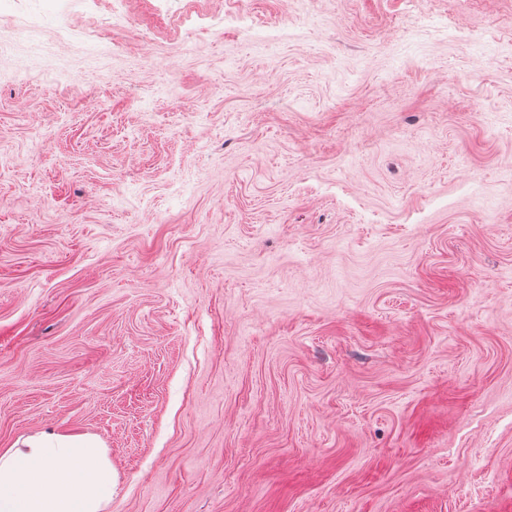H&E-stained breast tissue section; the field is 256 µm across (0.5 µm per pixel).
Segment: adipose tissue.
<instances>
[{
    "label": "adipose tissue",
    "instance_id": "adipose-tissue-1",
    "mask_svg": "<svg viewBox=\"0 0 512 512\" xmlns=\"http://www.w3.org/2000/svg\"><path fill=\"white\" fill-rule=\"evenodd\" d=\"M115 473L99 441L43 432L0 448V512H105Z\"/></svg>",
    "mask_w": 512,
    "mask_h": 512
}]
</instances>
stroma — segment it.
<instances>
[{
	"label": "stroma",
	"mask_w": 512,
	"mask_h": 512,
	"mask_svg": "<svg viewBox=\"0 0 512 512\" xmlns=\"http://www.w3.org/2000/svg\"><path fill=\"white\" fill-rule=\"evenodd\" d=\"M290 2L0 0V448L97 437L108 512H512V0Z\"/></svg>",
	"instance_id": "1"
}]
</instances>
